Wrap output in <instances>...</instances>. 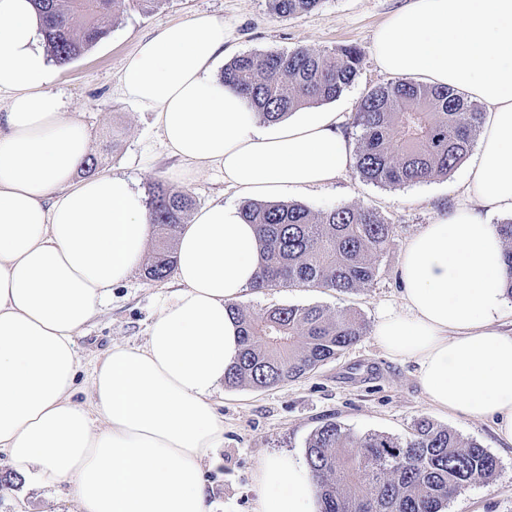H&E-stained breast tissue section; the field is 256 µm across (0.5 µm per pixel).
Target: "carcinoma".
Instances as JSON below:
<instances>
[{"mask_svg": "<svg viewBox=\"0 0 512 512\" xmlns=\"http://www.w3.org/2000/svg\"><path fill=\"white\" fill-rule=\"evenodd\" d=\"M164 0H32L44 21L48 52L66 65L105 38L114 20L143 13ZM279 17L316 8L321 0H268ZM362 62L354 46L331 53L305 48L243 54L224 65L222 82L243 94L267 122L330 102L356 78ZM477 106L446 87L397 80L370 89L355 116L360 130L356 169L377 185L400 187L446 175L469 154L482 124ZM146 206L153 255L145 277L174 270V245L193 198L158 182ZM246 223L258 227L265 263L255 288H327L348 293L376 280L377 261L394 243L395 225L374 210L341 206L314 213L298 203H247ZM505 240V291L512 298V219ZM242 349L224 384L265 389L299 379L357 343L367 333L355 314L313 306L250 313L237 305ZM306 461L321 512H443L461 490L488 481L497 458L475 441L422 417L405 439L357 434L333 419L307 440Z\"/></svg>", "mask_w": 512, "mask_h": 512, "instance_id": "carcinoma-1", "label": "carcinoma"}]
</instances>
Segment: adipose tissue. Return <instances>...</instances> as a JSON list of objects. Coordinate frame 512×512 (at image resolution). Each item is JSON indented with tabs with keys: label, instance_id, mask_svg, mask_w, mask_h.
<instances>
[{
	"label": "adipose tissue",
	"instance_id": "obj_1",
	"mask_svg": "<svg viewBox=\"0 0 512 512\" xmlns=\"http://www.w3.org/2000/svg\"><path fill=\"white\" fill-rule=\"evenodd\" d=\"M31 0H0V451L12 468L81 512H211L207 472L224 459L214 394L240 351L229 308L256 283L257 228L238 204L215 202L183 225L175 294L144 344L112 345L74 395L76 338L112 288L143 262L151 232L126 178H78L90 151L84 121L66 111ZM224 22L208 14L163 28L127 57L120 95L153 112L168 151L223 172L240 200L293 198L352 162L340 112H296L264 124L214 77ZM379 69L445 86L481 104L482 133L464 206L437 216L403 249L399 308L377 344L415 366L436 408L491 419L512 443V327L503 241L492 212H512V0H407L374 32ZM254 512H318L308 466L291 454L262 462Z\"/></svg>",
	"mask_w": 512,
	"mask_h": 512
}]
</instances>
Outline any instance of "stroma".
<instances>
[{
	"label": "stroma",
	"mask_w": 512,
	"mask_h": 512,
	"mask_svg": "<svg viewBox=\"0 0 512 512\" xmlns=\"http://www.w3.org/2000/svg\"><path fill=\"white\" fill-rule=\"evenodd\" d=\"M403 0H322L308 13L290 18L273 14L268 0H164L149 13L128 11L118 17L110 34L82 57L56 68V90L68 111L80 115L90 128L93 155L104 168L127 178L140 193L156 182L171 183L182 161L169 153L152 113L123 99L116 87L126 58L145 37L164 27L205 12L222 19L229 37L225 60L248 53L290 51L305 47L331 52L351 45L362 54L353 84L326 111L344 113L350 139L359 131L353 124L362 97L372 87L389 82L375 64L374 30ZM463 167L425 182L386 187L363 181L356 167L299 202L320 213L339 206L372 208L396 228L395 241L379 261V275L369 288L339 293L316 288L249 290L240 302L248 312L289 305H319L331 312L352 310L370 333L335 360L294 381L269 389L223 387L214 397L224 416L222 470L207 473L212 512H252L257 498L254 472L268 456H304L310 434L333 419L357 433L376 432L406 438L414 420L426 417L481 444L498 462L489 482L470 486L456 495L447 512H512V444L500 439L488 419H464L435 408L419 387L412 363L391 358L376 343L371 330L380 312L399 304L396 269L401 253L436 214L454 209L463 200ZM196 207L233 200L224 175L215 169L197 173L184 183ZM173 278L146 279L136 269L112 295L98 315L76 338L82 367H89L112 343L143 344L147 330L164 300L174 291ZM0 494V512H78L67 484L44 489L23 476Z\"/></svg>",
	"instance_id": "obj_1"
}]
</instances>
